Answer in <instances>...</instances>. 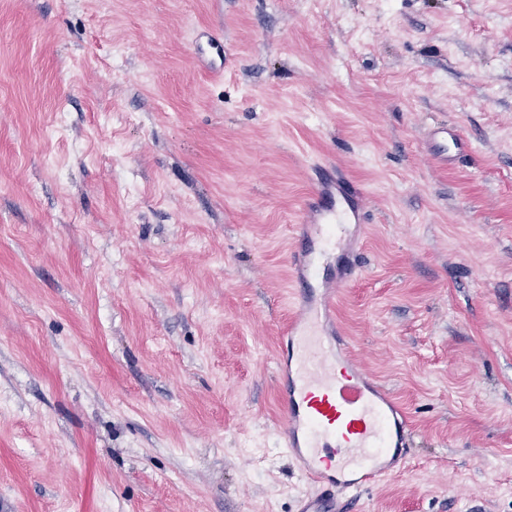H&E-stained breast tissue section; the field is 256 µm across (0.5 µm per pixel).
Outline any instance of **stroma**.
I'll list each match as a JSON object with an SVG mask.
<instances>
[{
	"instance_id": "1",
	"label": "stroma",
	"mask_w": 512,
	"mask_h": 512,
	"mask_svg": "<svg viewBox=\"0 0 512 512\" xmlns=\"http://www.w3.org/2000/svg\"><path fill=\"white\" fill-rule=\"evenodd\" d=\"M317 156L366 193L338 333L410 420L358 512H512V0H0V512H295Z\"/></svg>"
}]
</instances>
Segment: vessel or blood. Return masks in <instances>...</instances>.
<instances>
[{"label": "vessel or blood", "instance_id": "vessel-or-blood-1", "mask_svg": "<svg viewBox=\"0 0 512 512\" xmlns=\"http://www.w3.org/2000/svg\"><path fill=\"white\" fill-rule=\"evenodd\" d=\"M364 198L348 179L331 175L317 182L300 211L290 262L306 299L285 336L280 439L317 491L301 496L296 512H354L355 494L397 469L407 455L406 412L366 371L355 348L330 334L336 295L360 270L346 267L331 282L325 272L333 259L358 246Z\"/></svg>", "mask_w": 512, "mask_h": 512}]
</instances>
